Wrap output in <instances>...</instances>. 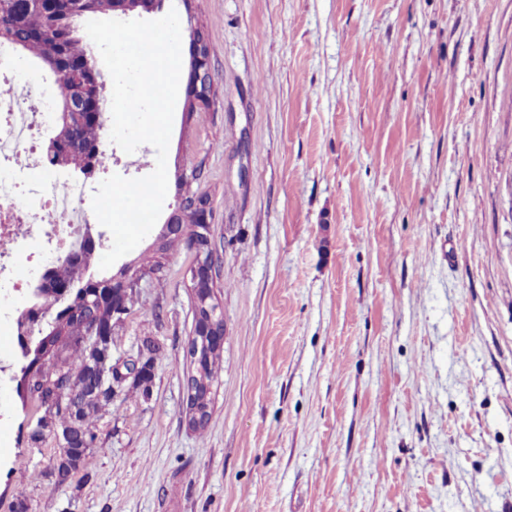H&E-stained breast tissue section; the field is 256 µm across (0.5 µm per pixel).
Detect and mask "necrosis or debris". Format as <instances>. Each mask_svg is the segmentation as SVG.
<instances>
[{
    "mask_svg": "<svg viewBox=\"0 0 512 512\" xmlns=\"http://www.w3.org/2000/svg\"><path fill=\"white\" fill-rule=\"evenodd\" d=\"M28 80L18 93L0 98V326L14 328L29 303V286L55 267L80 241L91 223L93 180H73L66 195L54 186L59 174L40 152L54 113L53 80L33 62L0 44V79ZM25 167H17L19 152Z\"/></svg>",
    "mask_w": 512,
    "mask_h": 512,
    "instance_id": "obj_1",
    "label": "necrosis or debris"
}]
</instances>
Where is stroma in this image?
<instances>
[{"instance_id": "35a3bbf8", "label": "stroma", "mask_w": 512, "mask_h": 512, "mask_svg": "<svg viewBox=\"0 0 512 512\" xmlns=\"http://www.w3.org/2000/svg\"><path fill=\"white\" fill-rule=\"evenodd\" d=\"M210 44L169 181L208 197L224 343L185 422L195 253L112 334L162 353L75 476L0 382V512H512V0H163Z\"/></svg>"}]
</instances>
